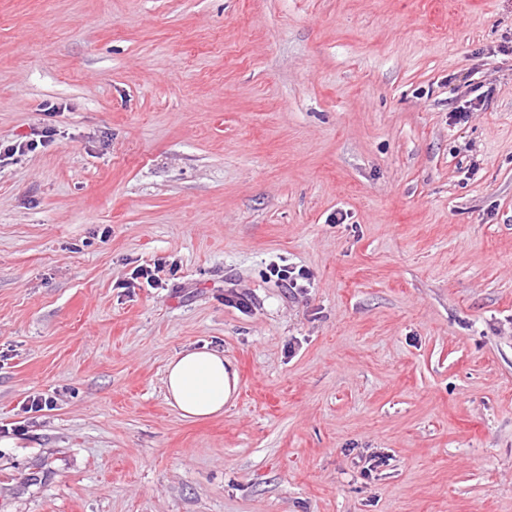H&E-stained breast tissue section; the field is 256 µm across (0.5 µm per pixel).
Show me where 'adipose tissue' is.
<instances>
[{"instance_id": "ef3b65f1", "label": "adipose tissue", "mask_w": 512, "mask_h": 512, "mask_svg": "<svg viewBox=\"0 0 512 512\" xmlns=\"http://www.w3.org/2000/svg\"><path fill=\"white\" fill-rule=\"evenodd\" d=\"M237 385V371L230 360L205 346L178 352L165 367L166 396L186 419L223 412Z\"/></svg>"}]
</instances>
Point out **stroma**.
<instances>
[{
  "mask_svg": "<svg viewBox=\"0 0 512 512\" xmlns=\"http://www.w3.org/2000/svg\"><path fill=\"white\" fill-rule=\"evenodd\" d=\"M45 128L0 512H512V0H0V143ZM205 344L238 393L190 422ZM167 399L183 418L198 419L224 412L237 390V371L224 353L203 346L174 355L165 367Z\"/></svg>",
  "mask_w": 512,
  "mask_h": 512,
  "instance_id": "obj_1",
  "label": "stroma"
}]
</instances>
